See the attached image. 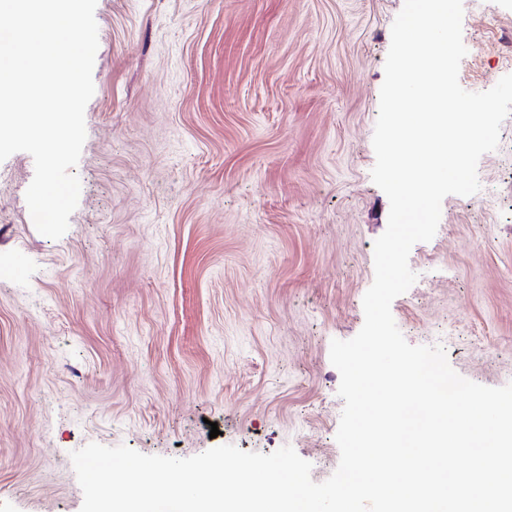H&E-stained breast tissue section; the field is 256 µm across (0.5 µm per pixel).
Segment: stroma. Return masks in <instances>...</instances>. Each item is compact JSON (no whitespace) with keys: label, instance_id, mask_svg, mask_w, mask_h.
Here are the masks:
<instances>
[{"label":"stroma","instance_id":"stroma-1","mask_svg":"<svg viewBox=\"0 0 512 512\" xmlns=\"http://www.w3.org/2000/svg\"><path fill=\"white\" fill-rule=\"evenodd\" d=\"M404 0H97L95 91L67 232L30 154L0 162V512H80L88 443L187 458L289 445L340 462L332 340L364 323L389 201L371 179ZM460 85L512 73V0H463ZM444 198L391 311L488 387L512 383V115ZM21 274H14L15 265ZM219 436H211V428Z\"/></svg>","mask_w":512,"mask_h":512}]
</instances>
